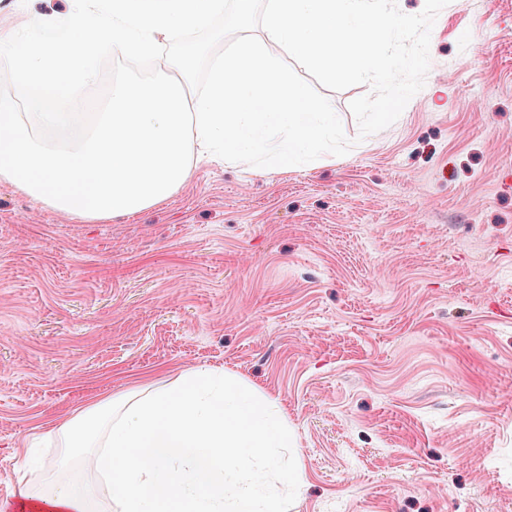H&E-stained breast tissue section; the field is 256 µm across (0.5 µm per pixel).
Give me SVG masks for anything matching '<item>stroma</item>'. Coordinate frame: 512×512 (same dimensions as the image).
Instances as JSON below:
<instances>
[{"mask_svg": "<svg viewBox=\"0 0 512 512\" xmlns=\"http://www.w3.org/2000/svg\"><path fill=\"white\" fill-rule=\"evenodd\" d=\"M423 89L352 149L192 154L168 199L65 216L0 182V502L33 433L221 368L281 409L288 512H512V0H450Z\"/></svg>", "mask_w": 512, "mask_h": 512, "instance_id": "1", "label": "stroma"}]
</instances>
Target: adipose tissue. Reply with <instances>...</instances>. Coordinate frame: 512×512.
I'll return each instance as SVG.
<instances>
[{"mask_svg": "<svg viewBox=\"0 0 512 512\" xmlns=\"http://www.w3.org/2000/svg\"><path fill=\"white\" fill-rule=\"evenodd\" d=\"M60 451L43 492L26 512H100L109 495L119 512H285L295 472L281 411L202 368L171 392L125 394L56 430ZM93 484L69 479L74 465Z\"/></svg>", "mask_w": 512, "mask_h": 512, "instance_id": "obj_1", "label": "adipose tissue"}]
</instances>
